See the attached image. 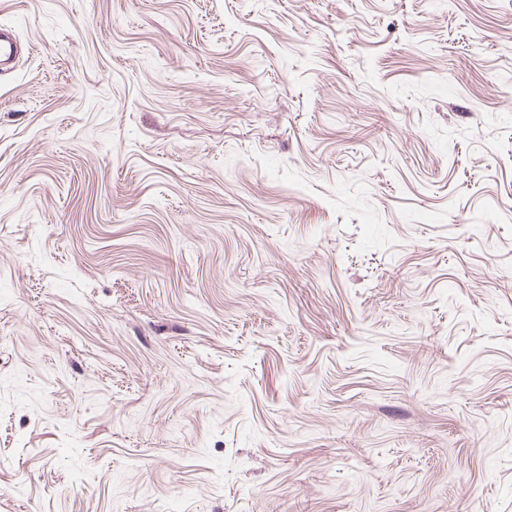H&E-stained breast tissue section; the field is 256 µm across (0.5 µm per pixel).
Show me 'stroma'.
<instances>
[{
  "label": "stroma",
  "mask_w": 512,
  "mask_h": 512,
  "mask_svg": "<svg viewBox=\"0 0 512 512\" xmlns=\"http://www.w3.org/2000/svg\"><path fill=\"white\" fill-rule=\"evenodd\" d=\"M0 27V512H512V0Z\"/></svg>",
  "instance_id": "35a3bbf8"
}]
</instances>
